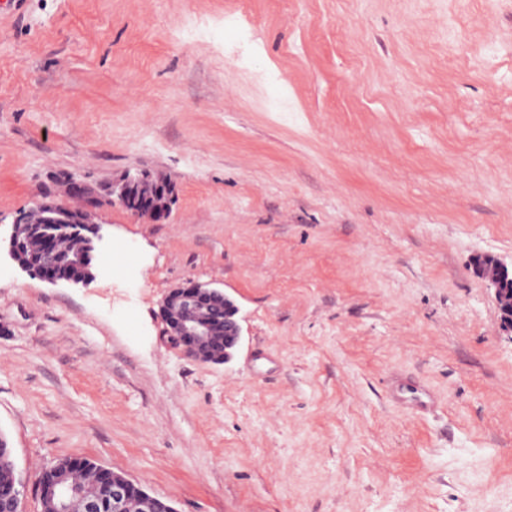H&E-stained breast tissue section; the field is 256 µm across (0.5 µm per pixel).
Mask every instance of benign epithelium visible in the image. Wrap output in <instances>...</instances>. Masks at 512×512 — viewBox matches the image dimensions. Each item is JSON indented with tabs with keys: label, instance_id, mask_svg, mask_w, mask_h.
I'll return each instance as SVG.
<instances>
[{
	"label": "benign epithelium",
	"instance_id": "7a95c632",
	"mask_svg": "<svg viewBox=\"0 0 512 512\" xmlns=\"http://www.w3.org/2000/svg\"><path fill=\"white\" fill-rule=\"evenodd\" d=\"M161 184L146 173L127 174L123 179L112 183L106 194L100 195L95 189L79 180H71L73 193L86 199L83 208H63L43 196L35 198L32 206L21 212L14 220L13 229L7 242L10 256H15V244L28 224L38 219L40 224H89L91 211L104 206L120 205L126 209L135 205L146 216L162 217L176 198L175 188L167 186L158 193L150 187ZM99 239V227H93V242L87 251L78 254L73 261L81 268L92 266L95 241ZM475 273L492 290L501 316L503 332L512 336V264L508 265L492 255H481L474 259ZM39 277L51 284L67 282L85 284L92 280L93 272L81 278H64L55 269L42 270ZM213 300L224 306V337L215 336L214 323L198 312L199 302ZM239 309L235 301L222 289L199 282H189L171 289L163 298L160 314L165 325V335L169 342L196 361L208 364L210 353L223 346L224 361H229L241 338L238 319ZM96 469L103 481L92 491L80 493L64 479L53 478L40 487L43 496L54 498L58 512H97L105 507L109 512H125L130 499L141 500L144 512H176L174 508L148 494L141 485L109 468L98 465Z\"/></svg>",
	"mask_w": 512,
	"mask_h": 512
}]
</instances>
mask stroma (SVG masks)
Masks as SVG:
<instances>
[{
	"label": "stroma",
	"instance_id": "35a3bbf8",
	"mask_svg": "<svg viewBox=\"0 0 512 512\" xmlns=\"http://www.w3.org/2000/svg\"><path fill=\"white\" fill-rule=\"evenodd\" d=\"M170 180L98 211L86 285L0 255V433L176 512H512V0H0V237L59 182ZM126 244L134 264H113ZM189 281L232 359L163 338ZM415 381L429 407L395 398ZM473 267L494 294L503 332L512 337V262L508 265L495 256L481 255L474 259ZM213 300L224 306V337L218 339L211 319L198 312L199 302ZM239 309L235 301L222 289L209 284L189 282L171 289L163 298L160 314L165 325V335L169 342L196 361L208 364L219 346H223L224 363L228 362L240 342L241 326Z\"/></svg>",
	"mask_w": 512,
	"mask_h": 512
}]
</instances>
